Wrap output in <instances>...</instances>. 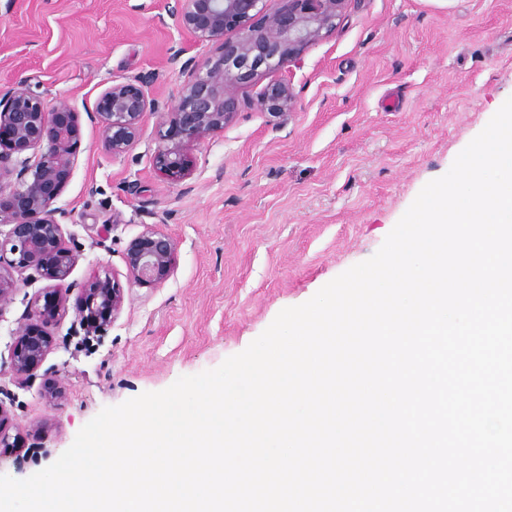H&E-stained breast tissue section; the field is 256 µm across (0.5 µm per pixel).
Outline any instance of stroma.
Instances as JSON below:
<instances>
[{
    "instance_id": "35a3bbf8",
    "label": "stroma",
    "mask_w": 512,
    "mask_h": 512,
    "mask_svg": "<svg viewBox=\"0 0 512 512\" xmlns=\"http://www.w3.org/2000/svg\"><path fill=\"white\" fill-rule=\"evenodd\" d=\"M168 0H0V89L28 79L46 100L68 97L81 137L57 201L79 255L69 280L110 269L124 304L100 338L85 339L76 302L51 328L54 347L29 386L9 368L17 320L44 292L18 280L0 310V403L8 436L0 473L24 479L52 464L106 406L245 350L287 307L372 257L421 189L512 96V0H348L335 28L300 60L239 89L224 131L191 145L190 178L159 176L162 117L147 113L120 155L87 116L112 82L153 75L149 95L173 101L186 77L171 47L204 63L217 44L179 29ZM287 81L290 111L273 114L263 88ZM140 192L126 193L128 183ZM153 224L177 242L173 275L130 281L123 253ZM62 397L43 394L45 380ZM44 425L35 433L34 425Z\"/></svg>"
}]
</instances>
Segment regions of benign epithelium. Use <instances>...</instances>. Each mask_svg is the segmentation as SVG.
<instances>
[{
    "mask_svg": "<svg viewBox=\"0 0 512 512\" xmlns=\"http://www.w3.org/2000/svg\"><path fill=\"white\" fill-rule=\"evenodd\" d=\"M178 27L200 43H217L219 55L196 65L181 61L183 49L171 48L169 63L188 76L175 103L149 97L154 78L141 76L114 83L88 112L99 123L106 148L124 153L138 138L147 112L162 115L154 163L167 180L189 178L194 164L188 146L224 130L239 112L238 89L253 82L260 69L277 70L300 59L305 47L336 26L347 0H280L270 12L267 0H174ZM293 93L286 82L267 85L260 104L280 114L290 110ZM79 112L70 100L51 102L21 79L0 95V308L17 288L13 272L48 282L44 303L34 304L15 331L10 363L24 383L52 349L47 328L65 312L66 285L78 254L67 246L55 203L68 184L80 142ZM177 242L148 225L127 245V277L156 285L174 272ZM124 304V291L107 269L93 268L80 288L78 322L86 335L102 336Z\"/></svg>",
    "mask_w": 512,
    "mask_h": 512,
    "instance_id": "obj_1",
    "label": "benign epithelium"
}]
</instances>
